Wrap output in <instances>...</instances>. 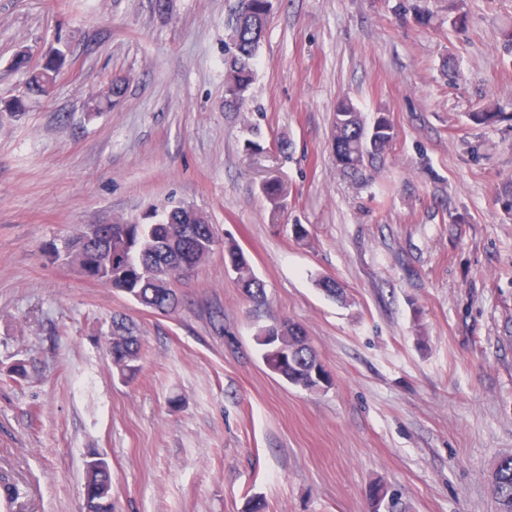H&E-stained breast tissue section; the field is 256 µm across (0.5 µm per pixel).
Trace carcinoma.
<instances>
[{
	"mask_svg": "<svg viewBox=\"0 0 512 512\" xmlns=\"http://www.w3.org/2000/svg\"><path fill=\"white\" fill-rule=\"evenodd\" d=\"M272 9L271 0H236L228 23L229 43L224 58V110L239 112L245 105L254 80V64L259 44ZM57 68L45 62L30 72L28 91L45 96L55 83ZM123 82L98 88L91 94L94 107L121 96ZM393 139L388 115L380 114L367 126L362 113L348 102H341L333 115L332 150L340 170L354 178L366 177L367 167L380 160ZM218 240L212 225L192 207L175 206L155 224L114 219L97 239L74 235L65 243L66 256L83 276L129 296L143 308L169 314L178 305L173 280L188 277L202 256H209ZM224 262L237 275L246 297L258 312L267 301L264 282L239 246L224 243ZM278 339H269L266 326L259 325L254 340L261 348L266 366L287 383L309 392H320L332 385L330 373L308 340L304 328L288 318H272ZM106 349L118 376L134 379L141 370L142 339L124 318H113ZM496 512H512V455L500 457L490 478ZM85 512H113L112 470L96 452L89 453L84 470ZM371 512H402L398 498L386 485L371 488Z\"/></svg>",
	"mask_w": 512,
	"mask_h": 512,
	"instance_id": "cac0c4a2",
	"label": "carcinoma"
}]
</instances>
